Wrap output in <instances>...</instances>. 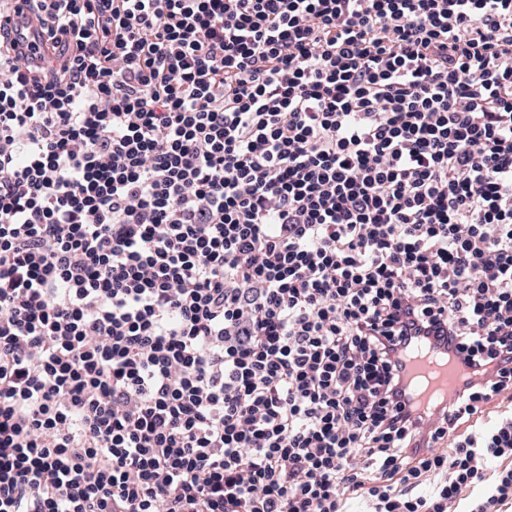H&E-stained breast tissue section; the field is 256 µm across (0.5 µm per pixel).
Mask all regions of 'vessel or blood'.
<instances>
[{
	"label": "vessel or blood",
	"instance_id": "b4317fda",
	"mask_svg": "<svg viewBox=\"0 0 512 512\" xmlns=\"http://www.w3.org/2000/svg\"><path fill=\"white\" fill-rule=\"evenodd\" d=\"M14 23L24 37L28 54H45L42 28L30 11L15 15ZM461 375L454 360L421 347L414 351L408 363V381L416 398L425 404L450 400L461 385Z\"/></svg>",
	"mask_w": 512,
	"mask_h": 512
}]
</instances>
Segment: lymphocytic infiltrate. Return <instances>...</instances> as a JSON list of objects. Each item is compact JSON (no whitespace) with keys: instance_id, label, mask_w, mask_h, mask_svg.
<instances>
[{"instance_id":"1","label":"lymphocytic infiltrate","mask_w":512,"mask_h":512,"mask_svg":"<svg viewBox=\"0 0 512 512\" xmlns=\"http://www.w3.org/2000/svg\"><path fill=\"white\" fill-rule=\"evenodd\" d=\"M27 2L0 512H450L512 457L463 429L512 393V0ZM14 23L17 27L18 33L23 35V40L28 45L26 52L29 57L35 55L37 61L40 56L47 53L46 46L42 43V28L38 21L32 17L30 11L24 9L20 14H13ZM462 371L453 359L418 347L408 363V381L423 404L448 402L461 385Z\"/></svg>"}]
</instances>
